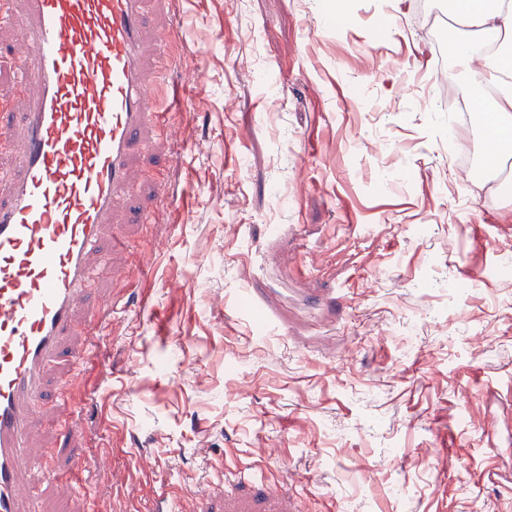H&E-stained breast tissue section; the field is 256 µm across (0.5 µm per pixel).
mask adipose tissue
Returning a JSON list of instances; mask_svg holds the SVG:
<instances>
[{
    "mask_svg": "<svg viewBox=\"0 0 512 512\" xmlns=\"http://www.w3.org/2000/svg\"><path fill=\"white\" fill-rule=\"evenodd\" d=\"M448 15L470 29L468 39L453 41L454 57L467 58L475 45L488 38L497 44L495 52L485 59L483 74L486 82L501 88L492 106L502 130L495 143L499 155L512 156V87L504 85L505 80H512V13L503 10L499 0H448Z\"/></svg>",
    "mask_w": 512,
    "mask_h": 512,
    "instance_id": "obj_1",
    "label": "adipose tissue"
}]
</instances>
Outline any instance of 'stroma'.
I'll return each instance as SVG.
<instances>
[{
  "instance_id": "35a3bbf8",
  "label": "stroma",
  "mask_w": 512,
  "mask_h": 512,
  "mask_svg": "<svg viewBox=\"0 0 512 512\" xmlns=\"http://www.w3.org/2000/svg\"><path fill=\"white\" fill-rule=\"evenodd\" d=\"M419 0H148L184 86L132 158L149 224L102 230L105 328L69 337L68 434L30 455L41 512H136L159 481L213 512H512V188L451 153L438 85L490 133L482 51L440 62ZM0 23V106L21 111ZM108 454L58 496L45 449ZM149 457L148 470L139 460ZM289 502L261 498L270 478ZM231 491H223V484Z\"/></svg>"
}]
</instances>
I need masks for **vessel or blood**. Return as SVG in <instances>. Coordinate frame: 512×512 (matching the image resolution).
<instances>
[{
    "label": "vessel or blood",
    "mask_w": 512,
    "mask_h": 512,
    "mask_svg": "<svg viewBox=\"0 0 512 512\" xmlns=\"http://www.w3.org/2000/svg\"><path fill=\"white\" fill-rule=\"evenodd\" d=\"M145 0H0V18L18 21L22 112L0 128V149L20 144L0 180V512H38L25 485L24 448L38 429L29 408L50 405L43 380L49 361L77 329L74 303L91 291L89 255L114 214L143 222L132 206L128 161L146 147L158 110L160 72L138 63ZM109 457L76 456L71 477L46 465L56 489L74 492L87 465ZM179 492L160 487L148 512H182Z\"/></svg>",
    "instance_id": "vessel-or-blood-1"
}]
</instances>
